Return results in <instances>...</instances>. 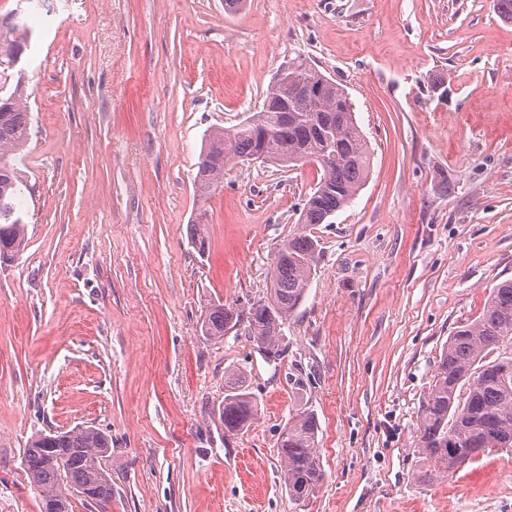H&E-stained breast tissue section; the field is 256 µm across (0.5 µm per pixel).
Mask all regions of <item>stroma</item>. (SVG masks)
<instances>
[{"label": "stroma", "instance_id": "35a3bbf8", "mask_svg": "<svg viewBox=\"0 0 512 512\" xmlns=\"http://www.w3.org/2000/svg\"><path fill=\"white\" fill-rule=\"evenodd\" d=\"M18 9L27 241L0 265V512H40L23 450L76 426L112 439V499L73 512H512V449L432 483L415 451L451 331L512 279V22L493 0H0ZM299 55L355 106L372 161L354 201L301 224L316 166L259 159L197 197L204 133ZM302 231L320 255L280 360L244 324L204 336L211 305L266 296ZM231 370L258 398L234 433ZM305 410L325 477L298 502L277 439Z\"/></svg>", "mask_w": 512, "mask_h": 512}]
</instances>
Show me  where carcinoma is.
<instances>
[{"label": "carcinoma", "instance_id": "cac0c4a2", "mask_svg": "<svg viewBox=\"0 0 512 512\" xmlns=\"http://www.w3.org/2000/svg\"><path fill=\"white\" fill-rule=\"evenodd\" d=\"M21 25L0 20V74L16 68L13 50L25 46ZM312 82L315 99L296 90V79ZM27 105L22 80L11 90L0 87V263L14 259L26 242V224L17 199L24 181L13 156L26 146ZM282 167L313 164L320 179L300 214L303 224H325L348 206L363 188L371 153L355 118L347 91L310 61H288L266 92L262 108L232 130L211 131L205 146L195 192L206 197L219 187L224 167L250 159ZM319 257L317 240L296 233L278 249L267 296L238 311L225 304L211 306L203 335L222 339L227 331L248 324L249 335L266 356L280 351L281 326L303 302ZM258 409V401L238 371L226 373L224 429L242 430ZM317 419L302 411L281 430L277 448L283 466L282 486L293 495L297 486L312 494L323 480L316 448ZM108 436L93 427L37 432L23 451L26 473L41 491V512H71V498L104 505L112 500V475L104 464ZM493 448H512V280L492 288L475 320L456 326L448 336L434 383L422 404L417 452L441 468L419 471L431 481L448 476L473 457Z\"/></svg>", "mask_w": 512, "mask_h": 512}]
</instances>
